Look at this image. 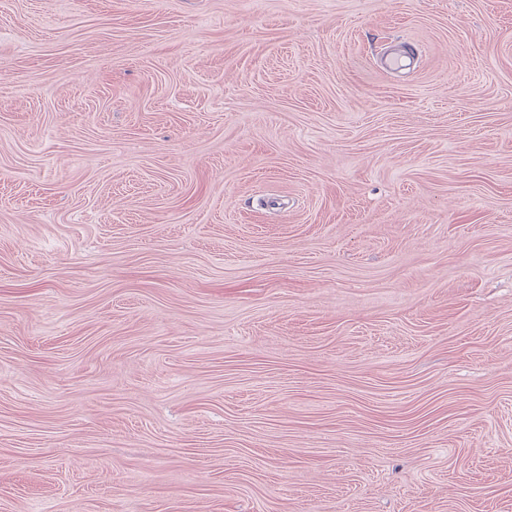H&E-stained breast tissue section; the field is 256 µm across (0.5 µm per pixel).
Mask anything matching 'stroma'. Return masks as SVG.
I'll list each match as a JSON object with an SVG mask.
<instances>
[{"mask_svg":"<svg viewBox=\"0 0 512 512\" xmlns=\"http://www.w3.org/2000/svg\"><path fill=\"white\" fill-rule=\"evenodd\" d=\"M0 512H512V0H0Z\"/></svg>","mask_w":512,"mask_h":512,"instance_id":"stroma-1","label":"stroma"}]
</instances>
